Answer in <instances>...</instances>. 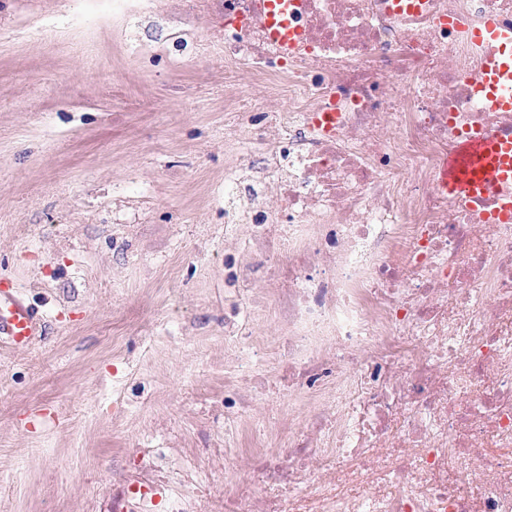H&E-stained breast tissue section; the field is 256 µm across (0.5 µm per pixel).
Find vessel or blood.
Here are the masks:
<instances>
[{
  "mask_svg": "<svg viewBox=\"0 0 512 512\" xmlns=\"http://www.w3.org/2000/svg\"><path fill=\"white\" fill-rule=\"evenodd\" d=\"M271 35L281 48L293 46L299 28L288 20V0H267ZM479 43L495 45L496 54L478 79L485 104L512 111V26L490 21L474 31ZM440 184L449 193L486 205V217L512 224V137L480 135L467 138L445 156ZM42 334L34 310L9 288L0 289V336L12 345L28 346Z\"/></svg>",
  "mask_w": 512,
  "mask_h": 512,
  "instance_id": "b4317fda",
  "label": "vessel or blood"
}]
</instances>
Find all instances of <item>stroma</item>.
I'll use <instances>...</instances> for the list:
<instances>
[{
  "label": "stroma",
  "instance_id": "stroma-1",
  "mask_svg": "<svg viewBox=\"0 0 512 512\" xmlns=\"http://www.w3.org/2000/svg\"><path fill=\"white\" fill-rule=\"evenodd\" d=\"M214 28L201 0L91 25L0 0V283L43 326L0 343V512H167L137 480L223 512L235 488Z\"/></svg>",
  "mask_w": 512,
  "mask_h": 512
}]
</instances>
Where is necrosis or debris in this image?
Returning <instances> with one entry per match:
<instances>
[{
  "mask_svg": "<svg viewBox=\"0 0 512 512\" xmlns=\"http://www.w3.org/2000/svg\"><path fill=\"white\" fill-rule=\"evenodd\" d=\"M205 2L225 72L288 99L224 96L225 152L262 155L224 175L225 236L241 224L249 244L224 257L241 351L224 421L247 441L225 462L224 512H512V225L438 184L461 139L512 136V112L477 92L489 50L472 39L491 17L512 26V0H293L286 52L266 0ZM271 308L273 351L250 326ZM274 381L313 410L282 417L269 450L243 422ZM243 94L250 96L258 107L274 106L282 108L287 102L276 96L270 88L260 83L246 82L243 88Z\"/></svg>",
  "mask_w": 512,
  "mask_h": 512,
  "instance_id": "necrosis-or-debris-1",
  "label": "necrosis or debris"
}]
</instances>
